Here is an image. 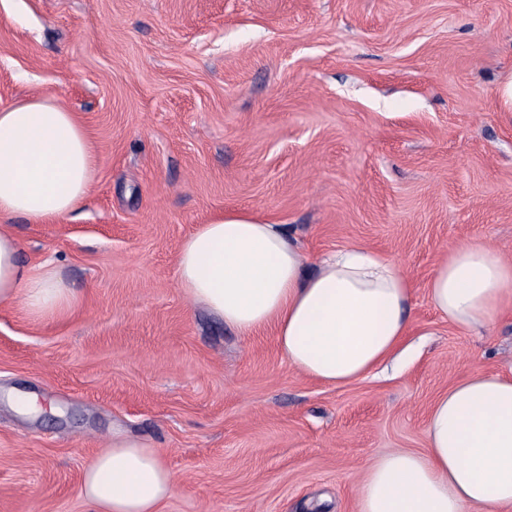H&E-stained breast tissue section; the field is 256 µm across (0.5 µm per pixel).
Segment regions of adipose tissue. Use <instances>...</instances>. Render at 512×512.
<instances>
[{"instance_id":"1","label":"adipose tissue","mask_w":512,"mask_h":512,"mask_svg":"<svg viewBox=\"0 0 512 512\" xmlns=\"http://www.w3.org/2000/svg\"><path fill=\"white\" fill-rule=\"evenodd\" d=\"M96 168L88 133L55 96L0 109V218L32 224L77 211ZM177 282L239 335L272 329L289 365L334 386L367 377L407 336L412 284L398 263L361 245L310 262L286 225L219 214L185 238ZM512 296V260L478 242L453 248L428 300L456 328L487 333ZM23 301L51 319L76 303L60 273H32L0 227V305ZM422 452L391 450L369 466L359 512H512V376L471 374L435 401ZM175 488L162 453L122 435L82 475L92 512H160Z\"/></svg>"}]
</instances>
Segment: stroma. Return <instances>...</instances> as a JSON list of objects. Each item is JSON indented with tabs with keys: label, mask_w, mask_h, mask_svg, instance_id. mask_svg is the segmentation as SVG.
I'll return each mask as SVG.
<instances>
[{
	"label": "stroma",
	"mask_w": 512,
	"mask_h": 512,
	"mask_svg": "<svg viewBox=\"0 0 512 512\" xmlns=\"http://www.w3.org/2000/svg\"><path fill=\"white\" fill-rule=\"evenodd\" d=\"M511 74L512 0H0V109L58 95L97 156L77 213L8 222L77 302L0 306V512H90L82 473L116 433L163 453L162 512H358L369 459L424 451L453 381L512 375V307L475 334L427 298L461 242L512 258ZM233 212L312 259L397 261L405 354L330 386L189 302L177 248Z\"/></svg>",
	"instance_id": "35a3bbf8"
}]
</instances>
